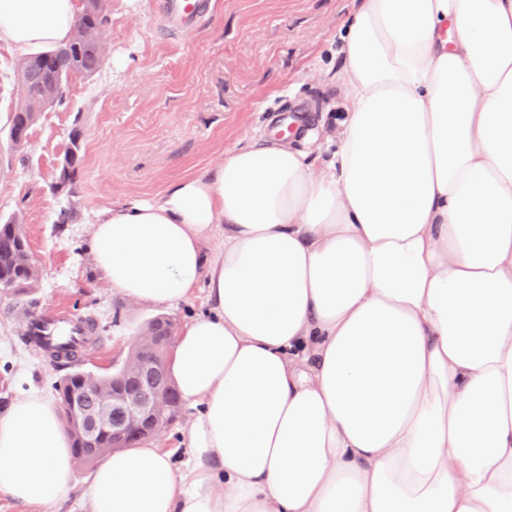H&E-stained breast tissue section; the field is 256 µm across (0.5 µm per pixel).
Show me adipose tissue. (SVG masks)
<instances>
[{
  "label": "adipose tissue",
  "mask_w": 512,
  "mask_h": 512,
  "mask_svg": "<svg viewBox=\"0 0 512 512\" xmlns=\"http://www.w3.org/2000/svg\"><path fill=\"white\" fill-rule=\"evenodd\" d=\"M76 14L0 0V44H65ZM329 58L326 159L272 131L98 213L113 291L207 311L172 351L183 468L112 452L91 512H512V0H353ZM73 469L55 408L11 401L0 497L46 512Z\"/></svg>",
  "instance_id": "1"
}]
</instances>
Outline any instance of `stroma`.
<instances>
[{
	"instance_id": "1",
	"label": "stroma",
	"mask_w": 512,
	"mask_h": 512,
	"mask_svg": "<svg viewBox=\"0 0 512 512\" xmlns=\"http://www.w3.org/2000/svg\"><path fill=\"white\" fill-rule=\"evenodd\" d=\"M156 3L105 0V64L70 77L65 103L37 113L18 150L7 130L21 57L0 44V218L15 217L28 238L38 280L26 302L96 325L77 362L51 358L25 341L23 304L0 290V412L31 390L56 400V382L76 369L122 364L155 317L180 329L204 309L200 291L158 307L113 293L89 250L96 211L216 168L270 118L295 112L322 135L339 129L342 96L323 64L350 0H212L210 17L181 32L163 23ZM75 130V174L51 193Z\"/></svg>"
}]
</instances>
